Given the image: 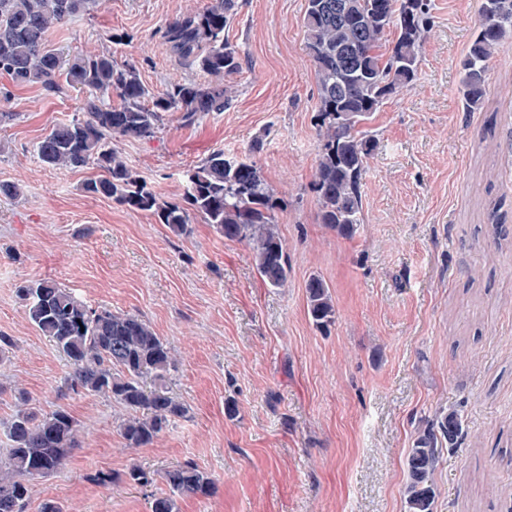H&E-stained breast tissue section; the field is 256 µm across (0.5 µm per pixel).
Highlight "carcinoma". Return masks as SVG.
Returning a JSON list of instances; mask_svg holds the SVG:
<instances>
[{"label":"carcinoma","instance_id":"cac0c4a2","mask_svg":"<svg viewBox=\"0 0 512 512\" xmlns=\"http://www.w3.org/2000/svg\"><path fill=\"white\" fill-rule=\"evenodd\" d=\"M94 6L96 0H0V75L51 95L87 92L83 116L53 126L37 143L39 160L59 169L99 166L106 176L85 183V193L145 213L176 235L191 233V218L200 217L224 239L249 246L266 286L285 287L288 265L276 220L281 200L254 158L263 138L256 137L244 157L228 158L216 150L188 169L176 201L161 199L113 146L118 140L155 137L168 112L181 113L182 123L191 125L231 107L224 77L238 71L241 62L224 29L236 15L237 0H213L165 26V43L207 80L175 78L156 92L143 83L135 65L110 54L66 55L49 47L56 27ZM429 10V0H306L305 46L318 82L320 147L313 187L321 223L339 237H353L363 223L361 185L377 142L361 126L385 100L418 79ZM508 39L512 0H481L478 27L459 62L466 109L480 108L486 63ZM17 295L29 322L71 364L67 389L105 395L128 411L119 424L126 447L150 445L171 422L188 417L189 408L167 385L172 348L140 316L90 306L48 279L19 286ZM306 300L316 328L330 330L336 306L321 277L309 279ZM6 429L0 512H22L35 482L60 473L79 446L78 425L61 407L44 413L21 409ZM462 433L453 409L440 411L418 431L406 459V512H434V473L444 449L453 448ZM164 479L169 492L154 498L152 512H180L181 497H207L214 486L209 474L190 461L167 470ZM125 481L148 487L154 478L133 465Z\"/></svg>","mask_w":512,"mask_h":512}]
</instances>
